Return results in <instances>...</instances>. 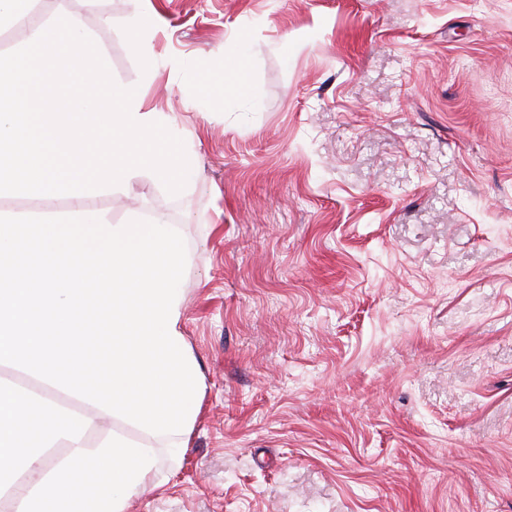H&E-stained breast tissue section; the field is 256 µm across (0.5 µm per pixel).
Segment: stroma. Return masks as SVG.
Here are the masks:
<instances>
[{
	"label": "stroma",
	"instance_id": "stroma-1",
	"mask_svg": "<svg viewBox=\"0 0 512 512\" xmlns=\"http://www.w3.org/2000/svg\"><path fill=\"white\" fill-rule=\"evenodd\" d=\"M197 167L85 202L186 245L187 448L126 512H512V0H29ZM147 24L150 54L130 31ZM247 48L246 88L209 85ZM0 194V214L67 213Z\"/></svg>",
	"mask_w": 512,
	"mask_h": 512
}]
</instances>
